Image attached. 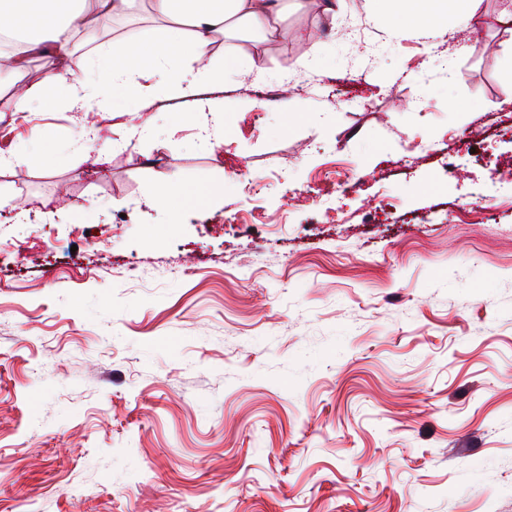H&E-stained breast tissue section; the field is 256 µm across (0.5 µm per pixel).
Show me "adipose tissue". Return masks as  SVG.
Here are the masks:
<instances>
[{"mask_svg":"<svg viewBox=\"0 0 512 512\" xmlns=\"http://www.w3.org/2000/svg\"><path fill=\"white\" fill-rule=\"evenodd\" d=\"M0 0V32L28 36L22 55L0 52V73L25 69L31 54L46 57L40 78L0 101V112L26 113L61 108L118 119L125 144L152 140L169 148L180 127H159L150 103L159 91L189 99L204 143L224 146V101L218 93L237 69L236 59L215 61L211 43L218 33L244 25L263 38L287 37L281 0ZM403 26L439 46L448 25L468 31L483 0H378ZM149 6L155 20L142 34L95 56L76 55L75 33L107 26L114 17Z\"/></svg>","mask_w":512,"mask_h":512,"instance_id":"ef3b65f1","label":"adipose tissue"}]
</instances>
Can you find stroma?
I'll use <instances>...</instances> for the list:
<instances>
[{
	"label": "stroma",
	"mask_w": 512,
	"mask_h": 512,
	"mask_svg": "<svg viewBox=\"0 0 512 512\" xmlns=\"http://www.w3.org/2000/svg\"><path fill=\"white\" fill-rule=\"evenodd\" d=\"M504 7L431 60L376 0L303 40L289 0L288 41L215 45L221 152L164 96L161 153L0 118L29 154L0 163V512H512ZM171 171L173 225L144 205Z\"/></svg>",
	"instance_id": "obj_1"
}]
</instances>
